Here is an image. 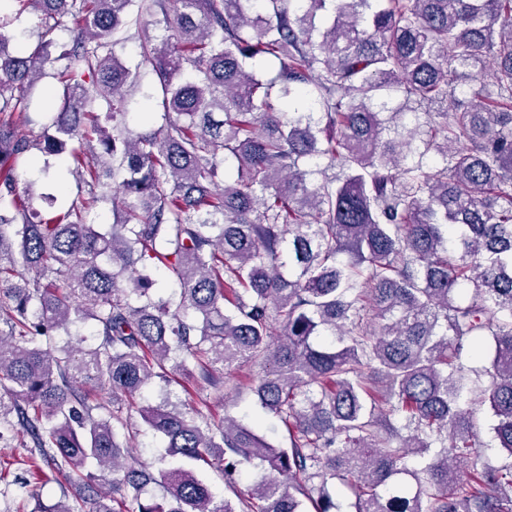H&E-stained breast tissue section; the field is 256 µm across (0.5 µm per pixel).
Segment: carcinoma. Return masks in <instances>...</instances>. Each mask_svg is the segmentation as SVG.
<instances>
[{
  "label": "carcinoma",
  "mask_w": 512,
  "mask_h": 512,
  "mask_svg": "<svg viewBox=\"0 0 512 512\" xmlns=\"http://www.w3.org/2000/svg\"><path fill=\"white\" fill-rule=\"evenodd\" d=\"M15 2L45 31L11 51L0 24V442L20 426L87 493L33 512H512V0H151L172 34L142 45L162 124L146 110L141 130L137 72L103 52L135 0ZM54 64L59 106L30 136L14 114ZM34 152L46 174L70 159L68 207L18 186ZM468 352L489 355L496 461L465 408ZM190 361L213 387L259 365L288 447L168 392L137 400ZM131 410L176 463H126ZM150 484L162 501L141 502ZM156 85L155 75L152 73L150 68L141 67L140 68V77L139 83L134 86H127L125 90V94L128 97V120L130 125H137L140 121V112L144 110V106L146 104L149 105L150 110L152 112H161L160 107L158 106L157 94L155 98L147 101L144 97V94L148 89L154 88Z\"/></svg>",
  "instance_id": "carcinoma-1"
}]
</instances>
